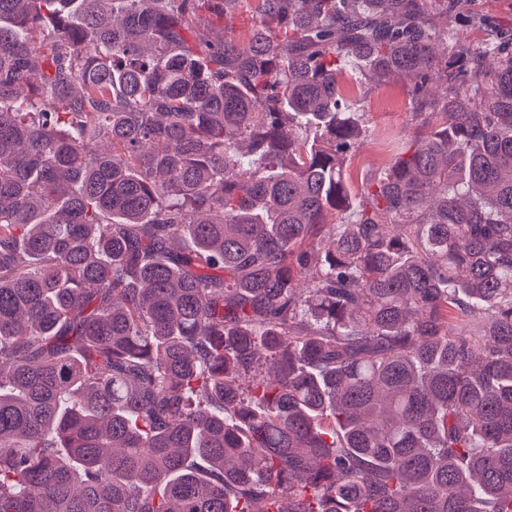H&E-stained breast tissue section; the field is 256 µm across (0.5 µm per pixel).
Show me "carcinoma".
Instances as JSON below:
<instances>
[{
  "label": "carcinoma",
  "instance_id": "1",
  "mask_svg": "<svg viewBox=\"0 0 512 512\" xmlns=\"http://www.w3.org/2000/svg\"><path fill=\"white\" fill-rule=\"evenodd\" d=\"M238 2L0 0V512H512V31ZM352 111L359 114V121L366 133L352 160L346 168L347 182L357 189L362 182L378 175L384 163L416 136L426 135L419 131L413 103L407 87L398 78L359 94L357 85L348 84L344 89Z\"/></svg>",
  "mask_w": 512,
  "mask_h": 512
}]
</instances>
